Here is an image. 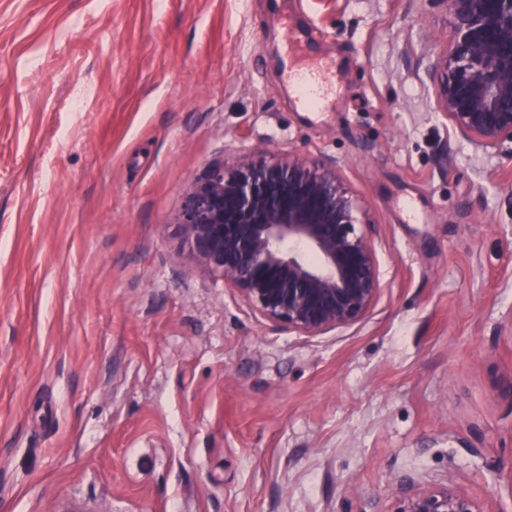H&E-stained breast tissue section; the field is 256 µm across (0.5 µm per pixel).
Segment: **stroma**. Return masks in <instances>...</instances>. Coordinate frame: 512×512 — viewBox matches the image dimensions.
<instances>
[{
	"label": "stroma",
	"instance_id": "1",
	"mask_svg": "<svg viewBox=\"0 0 512 512\" xmlns=\"http://www.w3.org/2000/svg\"><path fill=\"white\" fill-rule=\"evenodd\" d=\"M451 37L436 0H0V512H512V159L438 111ZM249 148L336 161L359 322L190 265L185 189ZM293 79L301 89L307 102L317 104L324 100L326 84L315 74L302 72L295 75ZM396 510L393 512H482L477 502L452 488H425L412 494H401L396 485Z\"/></svg>",
	"mask_w": 512,
	"mask_h": 512
}]
</instances>
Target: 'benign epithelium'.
<instances>
[{
    "instance_id": "1",
    "label": "benign epithelium",
    "mask_w": 512,
    "mask_h": 512,
    "mask_svg": "<svg viewBox=\"0 0 512 512\" xmlns=\"http://www.w3.org/2000/svg\"><path fill=\"white\" fill-rule=\"evenodd\" d=\"M452 39L428 69L452 129L512 155V0H435ZM359 202L334 160L263 149L209 165L184 192L176 232L192 259L224 277L266 321L316 336L354 324L381 291ZM394 512H482L452 488L397 494Z\"/></svg>"
}]
</instances>
